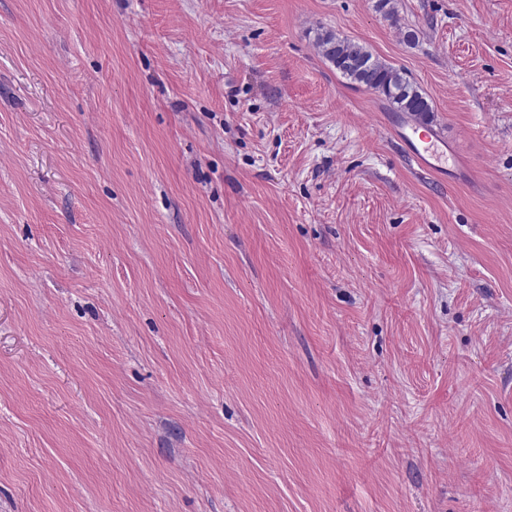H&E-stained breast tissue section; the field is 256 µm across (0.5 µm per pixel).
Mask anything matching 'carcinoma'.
<instances>
[{"mask_svg":"<svg viewBox=\"0 0 512 512\" xmlns=\"http://www.w3.org/2000/svg\"><path fill=\"white\" fill-rule=\"evenodd\" d=\"M315 42L321 55L344 78L383 95L398 112L421 121L431 118L434 109L430 99L405 71L383 63L362 45L331 31L318 32Z\"/></svg>","mask_w":512,"mask_h":512,"instance_id":"1","label":"carcinoma"}]
</instances>
